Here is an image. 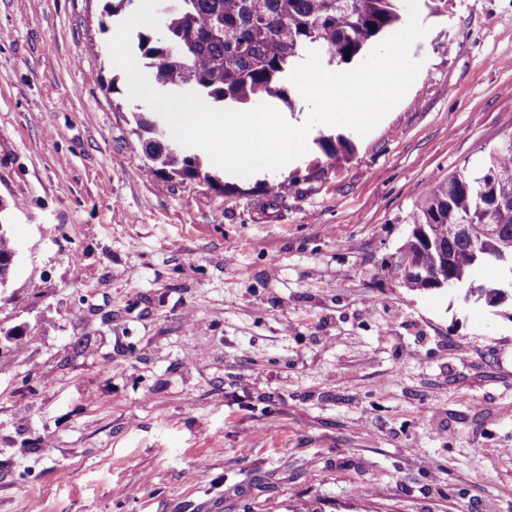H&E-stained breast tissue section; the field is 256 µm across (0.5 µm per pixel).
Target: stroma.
<instances>
[{
  "label": "stroma",
  "mask_w": 512,
  "mask_h": 512,
  "mask_svg": "<svg viewBox=\"0 0 512 512\" xmlns=\"http://www.w3.org/2000/svg\"><path fill=\"white\" fill-rule=\"evenodd\" d=\"M106 3L0 0V512H512L502 269L383 272L419 191L512 135V0L420 10L403 99L311 129L339 161L204 159L217 187L150 169ZM18 256L17 242L4 229V224H0V281L2 285L6 284L13 272ZM1 285V286H2Z\"/></svg>",
  "instance_id": "obj_1"
}]
</instances>
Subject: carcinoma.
<instances>
[{
  "label": "carcinoma",
  "mask_w": 512,
  "mask_h": 512,
  "mask_svg": "<svg viewBox=\"0 0 512 512\" xmlns=\"http://www.w3.org/2000/svg\"><path fill=\"white\" fill-rule=\"evenodd\" d=\"M405 0H161L166 40L139 32L134 37L136 60L158 91L190 88L206 104L230 109L250 108L276 100L291 104L286 85L291 71L307 51L340 67L363 56L379 38L400 27ZM376 30H371V26ZM143 154L155 171L183 179L216 178L202 167V150L184 154L163 141L158 117L134 113ZM411 233L399 248L433 272L438 249L448 255L455 279L467 280L471 269L496 263L501 252H512V150L494 152L474 170L466 166L448 180L422 190L408 217ZM432 225L434 247L418 233ZM469 224L465 239L459 225ZM484 224H501L487 236ZM479 245L473 258L470 242ZM18 256L17 242L0 224V281L9 279ZM386 272L410 291L425 285L391 265Z\"/></svg>",
  "instance_id": "obj_1"
}]
</instances>
